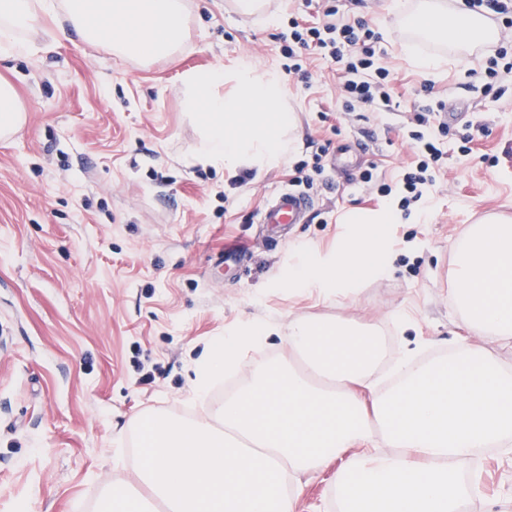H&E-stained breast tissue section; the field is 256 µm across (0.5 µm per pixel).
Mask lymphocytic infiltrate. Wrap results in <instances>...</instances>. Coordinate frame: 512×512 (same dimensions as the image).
I'll list each match as a JSON object with an SVG mask.
<instances>
[{"mask_svg": "<svg viewBox=\"0 0 512 512\" xmlns=\"http://www.w3.org/2000/svg\"><path fill=\"white\" fill-rule=\"evenodd\" d=\"M378 42V33L365 20L350 19L338 6L330 5L324 10L321 25L293 22L291 37L282 53L289 60L286 71L290 74L303 73L301 57L320 55L336 67L346 108L384 110L392 106L395 77L379 62ZM511 73L512 44L500 38L489 42L478 71L484 87L493 89L502 76ZM433 111V105L422 103L417 116L419 128L409 134L413 158L403 177L404 195L400 201L405 211L414 204H428L440 177L443 153L436 145L437 137L420 130Z\"/></svg>", "mask_w": 512, "mask_h": 512, "instance_id": "lymphocytic-infiltrate-1", "label": "lymphocytic infiltrate"}]
</instances>
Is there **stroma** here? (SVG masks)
<instances>
[{
    "mask_svg": "<svg viewBox=\"0 0 512 512\" xmlns=\"http://www.w3.org/2000/svg\"><path fill=\"white\" fill-rule=\"evenodd\" d=\"M265 2L249 13L237 0H187V50L176 64L143 67L75 34L43 51L52 27L43 16L27 32L38 52L0 60L27 111L0 141V512H97L106 486L135 478L129 421L148 409L205 418L192 399L195 364L244 322L284 332L297 316L369 320L395 355L431 340L444 352L466 335L448 271L470 225L512 219V80L485 93L472 74L480 52L406 28L420 0H364L351 14L371 21L380 59L398 77L392 110L342 111L336 68L314 54L304 62L311 85L283 77L297 139L283 165L260 174L192 164L199 128L179 94L182 74L244 61L282 68L293 13L316 23L325 7ZM426 58L435 71L420 67ZM424 83L460 118L441 141L444 177L431 203L385 228L390 273L327 301L290 288L295 249L335 252L344 212L398 203L411 155L401 129ZM477 123L489 136L460 152L459 134ZM340 139L362 146L372 181L323 169L304 222L268 243L264 203L297 164ZM234 245L249 247L248 260L224 264L223 248ZM395 314L407 316L405 329ZM460 467L479 488L472 512H497L512 497L511 457L486 451ZM336 469L307 477L296 512H337Z\"/></svg>",
    "mask_w": 512,
    "mask_h": 512,
    "instance_id": "stroma-1",
    "label": "stroma"
}]
</instances>
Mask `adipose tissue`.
I'll use <instances>...</instances> for the list:
<instances>
[{"label":"adipose tissue","mask_w":512,"mask_h":512,"mask_svg":"<svg viewBox=\"0 0 512 512\" xmlns=\"http://www.w3.org/2000/svg\"><path fill=\"white\" fill-rule=\"evenodd\" d=\"M42 14L56 21L53 41L75 34L143 64L176 61L187 48L185 0H0V59L32 52L26 33ZM180 92L190 111L204 113L196 162L261 173L293 152L295 114L278 70L247 62L228 73L192 70ZM399 220L390 206L349 212L336 256H300L289 287L355 294L389 271L383 233ZM450 275L453 302L479 343L435 358L404 350L394 363L399 380L383 393L373 381L385 356L375 323L297 317L279 362L259 354L273 324L246 323L214 340L195 398L206 401L211 380L252 351L246 383L206 421L135 417L130 426L143 439L135 480L108 490L99 512H294L303 476L336 458L339 512H461L473 488L457 463L484 448L512 452V371L490 350L512 345V223L472 225Z\"/></svg>","instance_id":"adipose-tissue-1"}]
</instances>
